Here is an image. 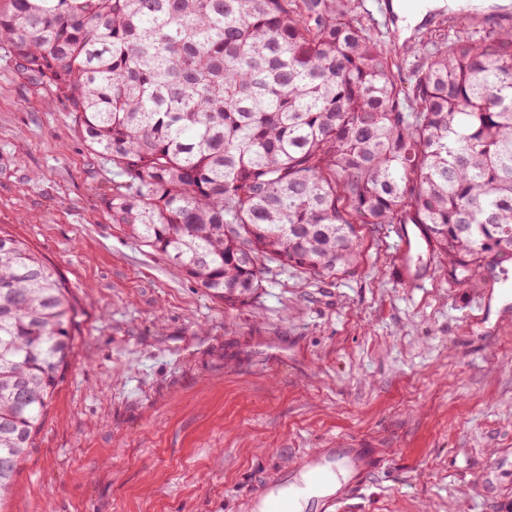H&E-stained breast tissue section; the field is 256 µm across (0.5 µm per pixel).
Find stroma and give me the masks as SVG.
<instances>
[{
	"instance_id": "35a3bbf8",
	"label": "stroma",
	"mask_w": 512,
	"mask_h": 512,
	"mask_svg": "<svg viewBox=\"0 0 512 512\" xmlns=\"http://www.w3.org/2000/svg\"><path fill=\"white\" fill-rule=\"evenodd\" d=\"M394 0L359 13L397 55L497 20L447 0L412 29ZM118 176L62 101L0 48V231L39 253L78 311L74 356L0 512H247L258 477L312 448L383 460L364 512H512V260L480 287L439 255L401 274L399 225L361 228L336 277L272 267L226 307L113 223Z\"/></svg>"
}]
</instances>
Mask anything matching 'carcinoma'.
I'll list each match as a JSON object with an SVG mask.
<instances>
[{"mask_svg": "<svg viewBox=\"0 0 512 512\" xmlns=\"http://www.w3.org/2000/svg\"><path fill=\"white\" fill-rule=\"evenodd\" d=\"M359 0H10L0 45L124 181L113 220L237 307L264 262L334 277L362 224H418L455 282L512 258V28L424 36L409 77ZM78 312L0 233V502Z\"/></svg>", "mask_w": 512, "mask_h": 512, "instance_id": "obj_1", "label": "carcinoma"}]
</instances>
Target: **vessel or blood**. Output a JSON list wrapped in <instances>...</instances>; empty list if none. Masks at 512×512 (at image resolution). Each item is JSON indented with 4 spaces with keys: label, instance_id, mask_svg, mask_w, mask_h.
Listing matches in <instances>:
<instances>
[{
    "label": "vessel or blood",
    "instance_id": "obj_1",
    "mask_svg": "<svg viewBox=\"0 0 512 512\" xmlns=\"http://www.w3.org/2000/svg\"><path fill=\"white\" fill-rule=\"evenodd\" d=\"M380 465V457L371 448L314 449L300 455L293 468L283 471L277 485H260L248 503L249 512H328L330 507L361 495L369 476ZM300 474L319 493L308 497L299 511L285 490L294 486Z\"/></svg>",
    "mask_w": 512,
    "mask_h": 512
}]
</instances>
